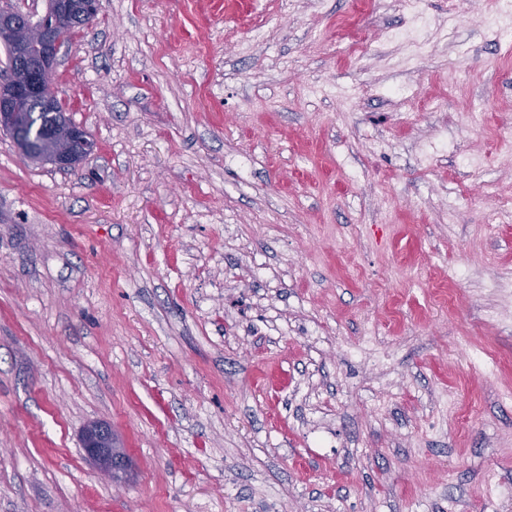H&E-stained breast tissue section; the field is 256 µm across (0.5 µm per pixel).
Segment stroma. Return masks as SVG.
Returning <instances> with one entry per match:
<instances>
[{
  "instance_id": "stroma-1",
  "label": "stroma",
  "mask_w": 512,
  "mask_h": 512,
  "mask_svg": "<svg viewBox=\"0 0 512 512\" xmlns=\"http://www.w3.org/2000/svg\"><path fill=\"white\" fill-rule=\"evenodd\" d=\"M422 7L412 58L399 0H100L93 151L0 132V512H512V58ZM82 446L87 458L94 464L96 474L122 483L130 470L129 455L118 445L112 426L106 423L88 425L82 433Z\"/></svg>"
}]
</instances>
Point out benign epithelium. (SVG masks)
<instances>
[{
	"mask_svg": "<svg viewBox=\"0 0 512 512\" xmlns=\"http://www.w3.org/2000/svg\"><path fill=\"white\" fill-rule=\"evenodd\" d=\"M50 9L39 26H31L26 35L17 34L19 20H10V13L0 9V39L13 41L18 70L0 82V130H14L21 120L22 103L36 100L45 110L61 107L54 89L58 49L71 38L61 32V23L78 14L88 25L95 21L99 0H49ZM82 446L94 464L96 474L114 483H122L130 470L129 455L118 445L112 426L93 423L82 433Z\"/></svg>",
	"mask_w": 512,
	"mask_h": 512,
	"instance_id": "7a95c632",
	"label": "benign epithelium"
}]
</instances>
